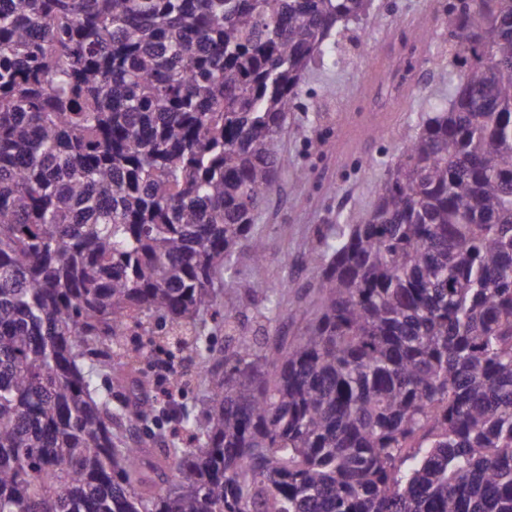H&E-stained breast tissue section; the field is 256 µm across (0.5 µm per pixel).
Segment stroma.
<instances>
[{"label":"stroma","mask_w":512,"mask_h":512,"mask_svg":"<svg viewBox=\"0 0 512 512\" xmlns=\"http://www.w3.org/2000/svg\"><path fill=\"white\" fill-rule=\"evenodd\" d=\"M379 24L352 26L338 48L343 64L333 58L316 60L300 83L299 106L290 113L283 132L288 164L280 174L278 188L260 208L256 230L267 244L263 264L241 257L232 283L221 297L239 312L244 331L258 340L281 337L293 340L303 331L314 312L315 277L303 258L319 245L323 234L332 232L337 215L371 207L397 159L398 146L415 134L425 113L447 101L457 71L447 62L448 30L437 15L441 0H376ZM435 24L417 64L428 71L425 83L413 93L391 101L378 132L364 133L361 142L345 148L342 131L362 124L371 101L366 94L373 85L370 59L388 35L407 39L417 18ZM307 179H300V172ZM287 280L288 292L279 316L258 323L264 306L262 295L253 291V281Z\"/></svg>","instance_id":"1"}]
</instances>
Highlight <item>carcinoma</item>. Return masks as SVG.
<instances>
[{
    "mask_svg": "<svg viewBox=\"0 0 512 512\" xmlns=\"http://www.w3.org/2000/svg\"><path fill=\"white\" fill-rule=\"evenodd\" d=\"M375 0H0V512H512V0H451L458 82L308 256L287 343L218 281L312 61ZM266 313L274 287L253 283ZM197 362L152 462L112 372Z\"/></svg>",
    "mask_w": 512,
    "mask_h": 512,
    "instance_id": "1",
    "label": "carcinoma"
}]
</instances>
